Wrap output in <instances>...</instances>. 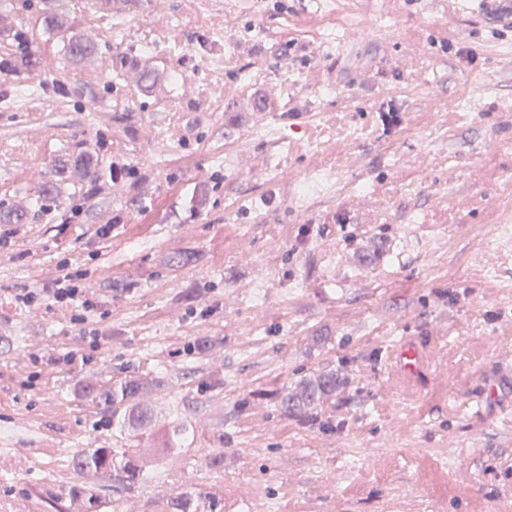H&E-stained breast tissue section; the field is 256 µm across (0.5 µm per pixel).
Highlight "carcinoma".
<instances>
[{
  "label": "carcinoma",
  "instance_id": "cac0c4a2",
  "mask_svg": "<svg viewBox=\"0 0 512 512\" xmlns=\"http://www.w3.org/2000/svg\"><path fill=\"white\" fill-rule=\"evenodd\" d=\"M336 381L331 378L321 380L317 385V390H313L300 398L284 397L281 401V407L285 410H306L314 405L318 395L317 392H325L335 388ZM138 382L128 380L112 387L111 400L112 405H120L128 398L136 394ZM150 431L151 436H156L159 430L154 428L150 415L146 411L140 412L135 418L127 416L112 415V423L118 427H124L130 422ZM76 470L84 477V480L75 484L71 488V493L75 496H86L89 498L90 505L98 506L97 490L95 482L112 477V470H119L125 474L130 482L140 478L143 472L139 464L137 452L131 448H93L81 455L76 463Z\"/></svg>",
  "mask_w": 512,
  "mask_h": 512
}]
</instances>
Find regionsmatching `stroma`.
Masks as SVG:
<instances>
[{
	"label": "stroma",
	"instance_id": "1",
	"mask_svg": "<svg viewBox=\"0 0 512 512\" xmlns=\"http://www.w3.org/2000/svg\"><path fill=\"white\" fill-rule=\"evenodd\" d=\"M473 5L0 0V512H73L81 454L148 447L112 426L128 378L177 448L97 512H512V383L487 396L512 372V20ZM68 271L87 323L15 304Z\"/></svg>",
	"mask_w": 512,
	"mask_h": 512
}]
</instances>
